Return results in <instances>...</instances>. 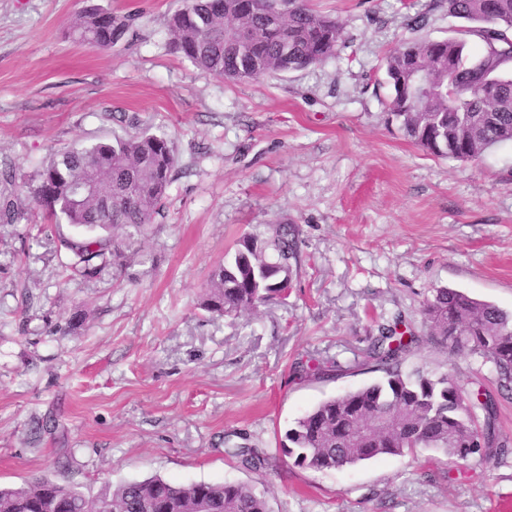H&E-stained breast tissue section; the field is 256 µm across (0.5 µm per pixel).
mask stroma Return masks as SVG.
<instances>
[{
    "mask_svg": "<svg viewBox=\"0 0 512 512\" xmlns=\"http://www.w3.org/2000/svg\"><path fill=\"white\" fill-rule=\"evenodd\" d=\"M101 2L128 25L104 51L70 35L83 0H0V170L14 175L0 197L22 214L0 224V484L46 476L95 494L157 474L250 483L271 512H512L511 396L503 455L421 448L317 471L281 448L306 411L381 378L367 348L398 316L417 338L404 372L496 388L489 366L431 336L423 308L448 286L512 311V143L438 157L385 108V54L460 21L432 0H309L343 27L336 56L251 83L172 49L184 0ZM142 132L177 153L142 255L118 277L69 276L58 241L80 231L45 225L27 185L58 150ZM280 224L299 230L287 302L204 310L225 252ZM238 446L269 467L244 466Z\"/></svg>",
    "mask_w": 512,
    "mask_h": 512,
    "instance_id": "1",
    "label": "stroma"
}]
</instances>
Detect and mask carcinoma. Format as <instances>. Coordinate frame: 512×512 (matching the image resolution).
<instances>
[{"label": "carcinoma", "instance_id": "carcinoma-1", "mask_svg": "<svg viewBox=\"0 0 512 512\" xmlns=\"http://www.w3.org/2000/svg\"><path fill=\"white\" fill-rule=\"evenodd\" d=\"M184 0L170 21L171 46L198 68L219 78L258 82L302 70L336 55L343 41L337 20L312 10L306 0ZM464 22L466 40L404 39L384 59L391 94L388 119L416 145L442 157L476 161L493 146L512 142V0H438ZM112 9L91 3L70 24L79 43L104 50L123 34ZM481 47L472 53L470 41ZM425 68V89L401 85L412 60ZM176 155L164 135L142 133L60 150L28 192L54 218L82 227L88 236L63 239L71 267L94 278L107 266L121 274L125 255L115 232L131 248L147 236L160 214ZM79 184L90 185L84 193ZM296 229L275 228L262 241L244 236L211 272L204 308L218 316L255 309L288 296L298 265ZM424 315L431 335L490 365L501 392L512 394V312L446 286L433 289ZM400 318L379 329L369 357L381 380L314 406L290 428L285 454L298 467L332 469L378 456L404 457L419 448L465 461L484 457L496 445V401L483 390L470 394L453 376L416 371L401 363L416 337ZM386 415L390 424L363 435ZM474 434L485 443L467 441ZM228 452L255 470L268 458L253 448ZM209 512H270L264 494L240 482L174 483L160 476L107 485L88 496L77 485L36 478L20 487L0 486V512H192L198 501Z\"/></svg>", "mask_w": 512, "mask_h": 512}]
</instances>
